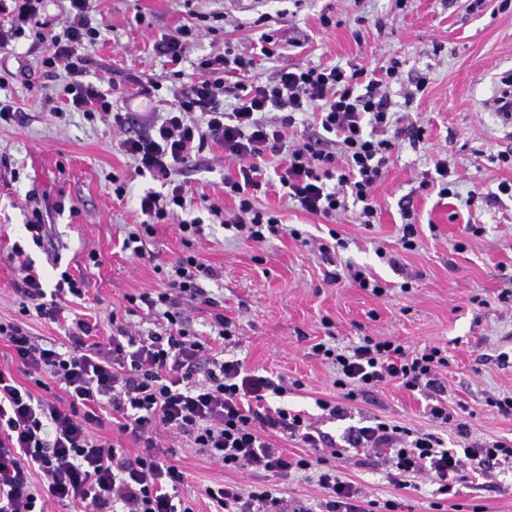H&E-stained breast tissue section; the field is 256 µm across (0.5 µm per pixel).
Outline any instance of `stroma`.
I'll use <instances>...</instances> for the list:
<instances>
[{
    "label": "stroma",
    "instance_id": "1",
    "mask_svg": "<svg viewBox=\"0 0 512 512\" xmlns=\"http://www.w3.org/2000/svg\"><path fill=\"white\" fill-rule=\"evenodd\" d=\"M213 12L223 13V20L190 42L181 65L155 55L153 44L162 35L191 23L193 14ZM263 14L267 22L255 27ZM91 17L102 34L87 53V78L114 82L125 94L113 102L112 114L66 111L62 77L47 76L40 63L41 25H29L0 48V97L21 114L0 125V321L24 324L32 335L60 345L76 318L93 325L96 342L111 335L115 317L129 320L134 330H154V316L130 312L128 299L165 288L167 262L188 248L172 222L154 225L144 258L121 251L129 227L142 220L139 196L153 185L136 175L122 147L133 129L112 118L138 111V82L154 80L157 108L167 111L180 88L177 70L191 72L197 58L228 44L249 45L265 30L277 31L284 46L279 56L259 61L261 77L309 63L370 70L397 57L403 66L389 87L394 109L424 127L425 136L395 151L374 191L380 206L374 223H359L353 207L328 219L309 214L276 182L258 206L275 211L289 230L262 243L233 239L206 209L190 210L204 225L190 249L221 274L203 281L209 299L191 304V329L255 374L301 381V389L270 398V405L302 412L336 445H343L349 427L376 416L441 434L452 445L463 430L472 444L512 439V416L487 403L512 395V198L493 208L467 201L471 189L493 191L512 181V168L496 160L499 151L512 149V127L490 106L501 77L512 72V0H405L401 8L396 0H95ZM420 76L427 85L418 93L414 81ZM57 108L63 117L54 116ZM440 157L447 158L457 183L450 198L424 186ZM236 173L223 146L212 142L180 165L177 179L193 199L208 197L227 213L237 201L225 195L224 179ZM116 177L129 186L121 198L112 183ZM34 207L46 224L39 245L25 230ZM408 221L417 229L412 251L399 244ZM475 225L480 234L472 233ZM294 228L299 237L291 236ZM335 236L341 247L322 258L319 245ZM16 244L33 260L44 288H53L64 270L86 280L84 299L66 303L58 321L20 314ZM384 251L398 254L397 265L381 259ZM92 253L99 264L89 262ZM355 269L381 282L384 296L359 288L351 277ZM217 310L235 325V346L223 347L213 332ZM365 336L396 341L410 352L446 348L450 366L442 392L434 397L393 381L347 402L344 419L328 418L316 402L338 399L336 375L313 347L324 341L344 349ZM436 398L458 410L459 425L432 420ZM154 441L159 455L184 472L179 494L196 512L214 510L207 488L254 482L249 471L225 470L185 436L160 427ZM329 464L367 498L397 500L413 512H512V466L506 464L487 477L455 482L445 496L426 475L407 487L396 485L387 464L373 455L350 453Z\"/></svg>",
    "mask_w": 512,
    "mask_h": 512
}]
</instances>
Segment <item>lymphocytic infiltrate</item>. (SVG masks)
Wrapping results in <instances>:
<instances>
[{
	"label": "lymphocytic infiltrate",
	"mask_w": 512,
	"mask_h": 512,
	"mask_svg": "<svg viewBox=\"0 0 512 512\" xmlns=\"http://www.w3.org/2000/svg\"><path fill=\"white\" fill-rule=\"evenodd\" d=\"M43 2L0 0V14L8 18L7 26L0 27V47L23 34L24 23L36 18ZM69 2L60 31H47L42 38V65L65 72L61 91L70 111L98 109L123 123L107 92L85 79L86 53L101 33L89 17L92 0ZM278 49L277 36L269 31L249 51L228 45L223 53L201 56L174 107L160 115L149 113L143 134L125 140L136 173L161 184L140 199L143 227L167 223L192 206L175 182L176 167L211 141L222 143L238 164L236 176L224 180L225 194L238 200L236 212L224 221L234 236L261 243L285 230L277 215L255 206L266 185L263 163L270 157L280 162L278 179L285 195L302 210L328 218L353 202L361 207L363 223H371L377 213L372 193L393 152L400 141L416 144L424 137L421 127L392 112L391 98L382 89L384 79H397L401 61L391 59L381 80L340 65L283 67L255 80L256 56L271 58ZM229 97L234 106L228 110L224 101ZM312 109L318 112L322 137L304 134L288 143L287 131ZM14 253L23 272L15 286L21 314L54 321L62 313V299L84 296V282L66 272L53 291H45L24 250L18 247ZM217 276L190 251L180 256L165 291L139 296L154 315L157 331L143 335L113 319L104 349L91 342L92 327L81 319L70 329L71 346L65 351L18 323H0V336L26 375L51 377L71 398L68 407H60L0 371V512H45L47 497L90 512H110L117 503L125 512H195L191 501L176 497L184 473L153 453L149 432L158 424L185 435L227 470L315 478L327 493L323 512H398L395 500L368 499L329 467V458L340 451L328 447L324 433L305 415L267 406L268 396L287 392L285 377L258 375L241 361L212 356L192 334L186 306L203 297L201 279ZM314 351L335 367V385L341 400L348 401L391 381L412 391L438 389L439 375L449 367L444 348L410 353L395 341L371 336L347 349L318 343ZM340 402L322 399L318 405L333 419L343 413ZM105 404L123 416L125 429L142 438L143 455L128 458L109 441L91 436L89 427L99 420L95 409ZM271 429L286 430L307 447V454H285L266 439ZM345 442L355 451L384 456L398 485L426 474L443 495L463 471L479 476L487 464L512 462V439L450 448L435 433L379 417L351 428ZM33 466L44 478L39 493L29 480ZM206 494L222 512H308L302 506L289 508L287 498L265 483L247 490L225 484L207 488Z\"/></svg>",
	"instance_id": "obj_1"
}]
</instances>
